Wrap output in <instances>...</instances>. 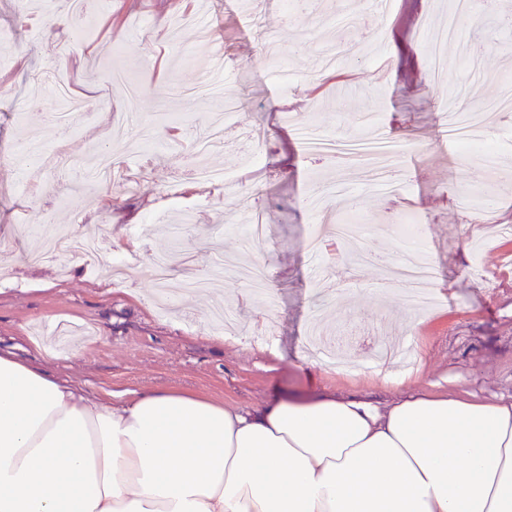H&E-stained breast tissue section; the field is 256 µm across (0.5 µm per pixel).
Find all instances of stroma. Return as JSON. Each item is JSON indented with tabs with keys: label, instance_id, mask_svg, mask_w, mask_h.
<instances>
[{
	"label": "stroma",
	"instance_id": "stroma-1",
	"mask_svg": "<svg viewBox=\"0 0 512 512\" xmlns=\"http://www.w3.org/2000/svg\"><path fill=\"white\" fill-rule=\"evenodd\" d=\"M44 0H0V347L50 366L60 377L112 400L146 390L190 392L248 408L279 392L358 394L376 403L400 389L512 396V185L491 177L478 149L439 131L451 92L497 98L512 75V28L492 21L488 0H471L453 65L431 77L424 35L447 19L454 0H307L288 16L282 0H84L45 13ZM355 19L336 27L337 10ZM260 13L287 77H274L266 45L249 26ZM214 29L200 43L183 17ZM224 56V85L242 104L224 143L197 153L186 125L209 120L206 98L184 102L174 87L206 74ZM49 70L86 97L108 98L113 116L77 117L60 133L47 97L27 81ZM376 113L386 134L415 161L400 171L401 194L372 191L352 171L348 193L330 203L349 210L357 196L365 224L342 253H405L393 226L409 216L431 259L436 303L410 315L399 288L378 290L374 267H335L303 246L321 226L305 207L316 184L335 181L336 158L304 153L290 119L315 117L323 134L363 138ZM45 154L8 163L27 133ZM111 144V182L62 179L56 158L85 164ZM236 174L228 186L189 176L191 160ZM477 188L488 214L461 211ZM99 240L98 265L63 255L33 264L28 253L65 228ZM130 268L109 277L113 257ZM225 264L266 267L267 293L225 278L207 291L184 282Z\"/></svg>",
	"mask_w": 512,
	"mask_h": 512
}]
</instances>
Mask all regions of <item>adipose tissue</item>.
Here are the masks:
<instances>
[{"label":"adipose tissue","instance_id":"1","mask_svg":"<svg viewBox=\"0 0 512 512\" xmlns=\"http://www.w3.org/2000/svg\"><path fill=\"white\" fill-rule=\"evenodd\" d=\"M0 512H512V399L113 402L0 349Z\"/></svg>","mask_w":512,"mask_h":512}]
</instances>
